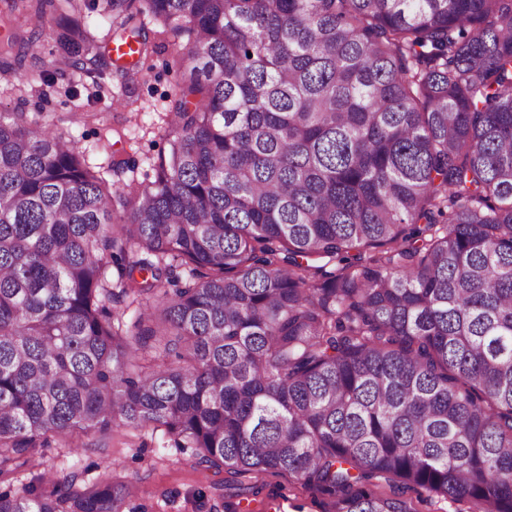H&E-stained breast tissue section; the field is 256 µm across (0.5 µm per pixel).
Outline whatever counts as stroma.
Returning <instances> with one entry per match:
<instances>
[{
    "instance_id": "stroma-1",
    "label": "stroma",
    "mask_w": 512,
    "mask_h": 512,
    "mask_svg": "<svg viewBox=\"0 0 512 512\" xmlns=\"http://www.w3.org/2000/svg\"><path fill=\"white\" fill-rule=\"evenodd\" d=\"M147 29L154 50L140 62V74L126 73L106 60L100 94L86 77L59 76L51 87L33 83L18 89L0 82V113H43L57 130L77 140L91 166L106 168L114 153L128 159L129 170L118 176L107 172V182L153 181L154 165L167 146V107L184 79L185 66L173 52L170 36L159 35L158 23H149ZM122 89L134 99V107L113 105V92ZM43 467L60 481L76 474L85 481L108 476L116 483L133 482L134 512H230L236 503L247 512H327L324 495L284 474L268 473L256 481L228 474L222 493H215L211 472L196 465L192 449L176 447L163 430H135L119 421L105 435L53 436ZM374 489L403 496L413 512L470 510L464 500L400 493L398 482L382 476L375 479Z\"/></svg>"
}]
</instances>
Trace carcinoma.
<instances>
[{
    "instance_id": "cac0c4a2",
    "label": "carcinoma",
    "mask_w": 512,
    "mask_h": 512,
    "mask_svg": "<svg viewBox=\"0 0 512 512\" xmlns=\"http://www.w3.org/2000/svg\"><path fill=\"white\" fill-rule=\"evenodd\" d=\"M84 9L140 60L147 17L187 37L189 78L122 190L0 113V480L120 420L331 512H410L376 475L512 512V0H0V78L53 83L52 40L93 73ZM133 489L44 476L0 512ZM86 21L94 29L95 34L100 40H105L112 45L113 38L122 33L117 24H112V17L109 15H100L98 12L88 14Z\"/></svg>"
}]
</instances>
